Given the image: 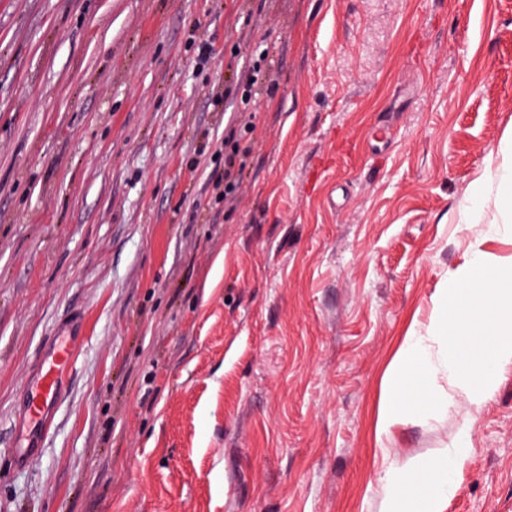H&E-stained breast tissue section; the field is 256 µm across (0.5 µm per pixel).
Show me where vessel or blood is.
Listing matches in <instances>:
<instances>
[{
	"mask_svg": "<svg viewBox=\"0 0 512 512\" xmlns=\"http://www.w3.org/2000/svg\"><path fill=\"white\" fill-rule=\"evenodd\" d=\"M81 320L72 317L65 325L66 341L53 344L44 356L35 386L28 390L25 400L24 419L12 451L23 456L36 447V442L53 418V410L61 399L65 379L73 364L75 349L69 337L78 335Z\"/></svg>",
	"mask_w": 512,
	"mask_h": 512,
	"instance_id": "1",
	"label": "vessel or blood"
}]
</instances>
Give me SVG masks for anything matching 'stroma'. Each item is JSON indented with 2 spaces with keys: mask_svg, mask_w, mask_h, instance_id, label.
<instances>
[{
  "mask_svg": "<svg viewBox=\"0 0 512 512\" xmlns=\"http://www.w3.org/2000/svg\"><path fill=\"white\" fill-rule=\"evenodd\" d=\"M511 136L512 0H0V512H378L388 467L466 425L445 512H512V364L375 435L448 273L512 260L470 192ZM73 313L67 392L14 462ZM267 56L268 48L262 43L257 44L249 59L247 79L236 91V96L239 98V104L243 113L251 110L252 104H255V101L252 100L254 86L266 79L263 65ZM242 137V129L237 128L235 125H231L227 134H224V163L228 166L227 169H224V193L222 196L224 200L234 196L238 189V182L233 176L231 168L235 166L237 158L240 159V166H242L243 161L241 158L248 152L247 147H241L240 141Z\"/></svg>",
  "mask_w": 512,
  "mask_h": 512,
  "instance_id": "35a3bbf8",
  "label": "stroma"
}]
</instances>
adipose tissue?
<instances>
[{
	"instance_id": "adipose-tissue-1",
	"label": "adipose tissue",
	"mask_w": 512,
	"mask_h": 512,
	"mask_svg": "<svg viewBox=\"0 0 512 512\" xmlns=\"http://www.w3.org/2000/svg\"><path fill=\"white\" fill-rule=\"evenodd\" d=\"M496 192L504 211L512 213V143L503 151V161L493 176L477 179L472 194L485 197ZM469 434H462L455 447L384 473L386 495L379 512H444L457 475L469 459Z\"/></svg>"
}]
</instances>
